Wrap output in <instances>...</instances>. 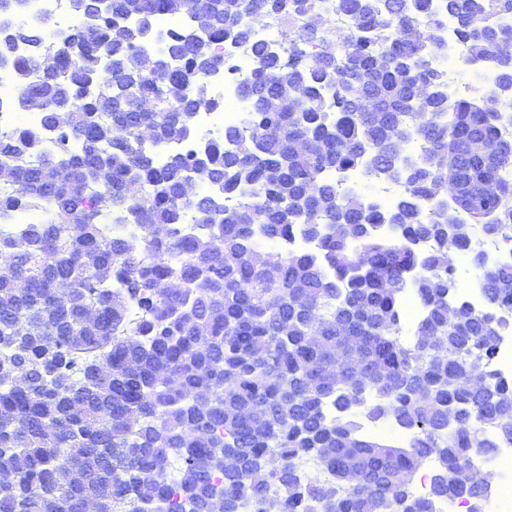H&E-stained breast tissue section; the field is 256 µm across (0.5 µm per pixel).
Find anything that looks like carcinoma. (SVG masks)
<instances>
[{
	"label": "carcinoma",
	"mask_w": 512,
	"mask_h": 512,
	"mask_svg": "<svg viewBox=\"0 0 512 512\" xmlns=\"http://www.w3.org/2000/svg\"><path fill=\"white\" fill-rule=\"evenodd\" d=\"M180 2L73 0L75 28L47 41L16 21L25 0H0L13 106L33 102L41 119L0 129V225L44 216L0 230V265L29 284L0 277V512H78L88 498L111 512H433L446 497L484 512L457 469L512 441V381L488 370L512 331L495 315L512 310V262L475 252V310L453 300L446 258L476 231L512 235V0H331L349 20L339 38L321 21L306 32L316 0H201L192 29L154 51L140 22L179 16ZM443 13L495 65L472 97L451 96L432 62ZM252 16L301 20L294 67L253 40ZM226 41L249 48V109L200 139L197 112L224 110L210 80ZM45 132L53 147L35 156ZM167 140L186 146L160 164ZM356 169L402 175L395 203L333 178ZM196 172L205 188L185 200ZM114 223L140 233L104 231ZM295 233L315 250L279 252L268 273L257 236ZM60 280L74 286L65 301ZM409 291L421 313L406 337ZM386 418L410 441L363 432Z\"/></svg>",
	"instance_id": "1"
}]
</instances>
